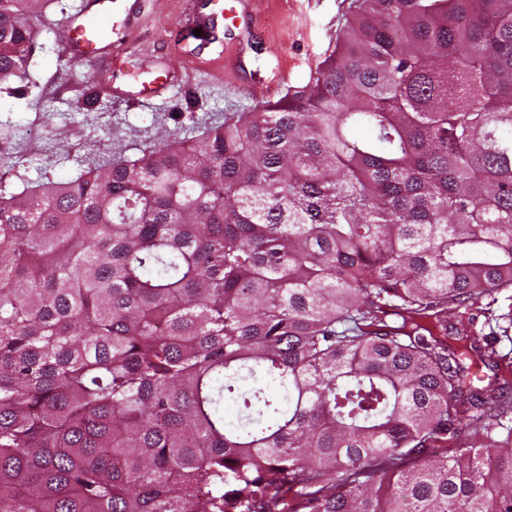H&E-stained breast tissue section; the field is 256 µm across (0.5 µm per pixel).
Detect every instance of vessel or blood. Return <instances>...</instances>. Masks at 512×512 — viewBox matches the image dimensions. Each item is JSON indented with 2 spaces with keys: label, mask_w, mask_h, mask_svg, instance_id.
Instances as JSON below:
<instances>
[{
  "label": "vessel or blood",
  "mask_w": 512,
  "mask_h": 512,
  "mask_svg": "<svg viewBox=\"0 0 512 512\" xmlns=\"http://www.w3.org/2000/svg\"><path fill=\"white\" fill-rule=\"evenodd\" d=\"M240 15L236 8L218 9L201 17L198 27L202 33H214L219 24L236 28ZM68 45L74 55L103 64L104 54L112 41V0H80L74 14L66 23ZM174 84L173 78L159 79L143 76L135 80V97L143 103L162 97Z\"/></svg>",
  "instance_id": "b4317fda"
}]
</instances>
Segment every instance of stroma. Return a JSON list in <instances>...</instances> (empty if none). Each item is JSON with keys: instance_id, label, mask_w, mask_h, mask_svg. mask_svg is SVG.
Segmentation results:
<instances>
[{"instance_id": "35a3bbf8", "label": "stroma", "mask_w": 512, "mask_h": 512, "mask_svg": "<svg viewBox=\"0 0 512 512\" xmlns=\"http://www.w3.org/2000/svg\"><path fill=\"white\" fill-rule=\"evenodd\" d=\"M357 0H248L258 31L211 42L194 35V20L210 0H146L139 23L127 31L118 61L126 80L148 71L180 73L166 100L140 107L116 100L94 76V62L71 59L59 40L77 0H51L49 28L40 33L33 59L38 91L50 107L28 104L24 89L0 91V185L19 193L69 180L110 157L135 159L174 140L301 89L336 51ZM268 78L256 89L251 72Z\"/></svg>"}]
</instances>
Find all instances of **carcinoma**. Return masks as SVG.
<instances>
[{"label":"carcinoma","mask_w":512,"mask_h":512,"mask_svg":"<svg viewBox=\"0 0 512 512\" xmlns=\"http://www.w3.org/2000/svg\"><path fill=\"white\" fill-rule=\"evenodd\" d=\"M0 512H512V0H361L265 111L0 193Z\"/></svg>","instance_id":"cac0c4a2"}]
</instances>
